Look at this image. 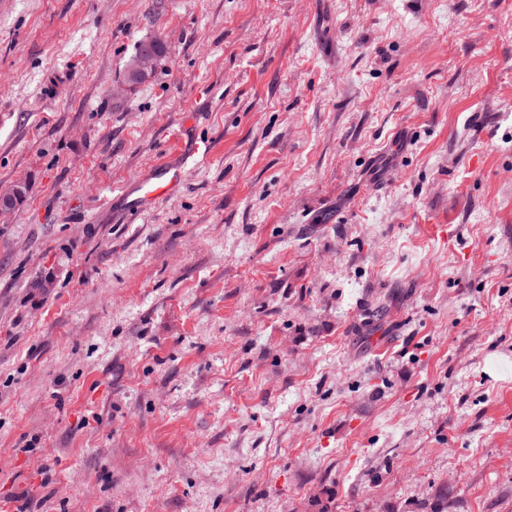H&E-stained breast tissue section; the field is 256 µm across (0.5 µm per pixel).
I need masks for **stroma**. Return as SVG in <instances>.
Masks as SVG:
<instances>
[{
    "instance_id": "stroma-1",
    "label": "stroma",
    "mask_w": 512,
    "mask_h": 512,
    "mask_svg": "<svg viewBox=\"0 0 512 512\" xmlns=\"http://www.w3.org/2000/svg\"><path fill=\"white\" fill-rule=\"evenodd\" d=\"M17 186L0 512H512V0H0ZM180 179L178 169L163 166L157 169L150 178L151 186L142 190L139 195L136 208L149 205L163 191L170 190L176 186Z\"/></svg>"
}]
</instances>
